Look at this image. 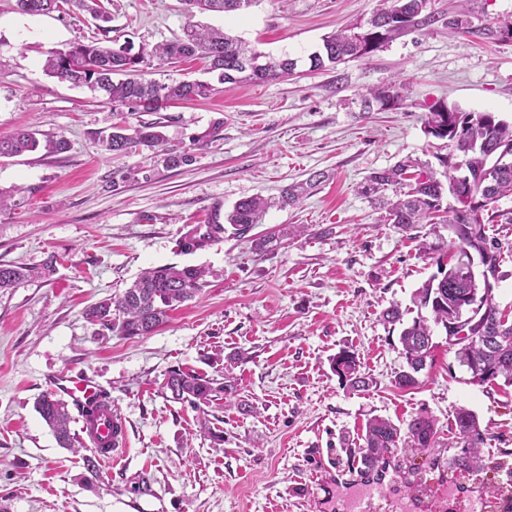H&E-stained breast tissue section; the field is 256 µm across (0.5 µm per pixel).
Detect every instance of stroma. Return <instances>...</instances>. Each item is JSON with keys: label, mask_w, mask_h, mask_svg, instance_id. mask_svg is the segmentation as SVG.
<instances>
[{"label": "stroma", "mask_w": 512, "mask_h": 512, "mask_svg": "<svg viewBox=\"0 0 512 512\" xmlns=\"http://www.w3.org/2000/svg\"><path fill=\"white\" fill-rule=\"evenodd\" d=\"M14 4L0 0V131H37L42 146L0 158L10 206L0 213V263L53 268L0 293V512H345L344 449L358 447L376 416L432 415L443 441L427 453H395L398 475L383 481L395 501L418 483L447 492L458 408L476 414L487 450L512 451V386L471 383L443 329L418 385H393L403 359L382 313L410 306L436 271L429 247L453 232L426 224L405 233L357 192L374 170L446 153L445 141L423 132L435 103L512 123V39L482 32L512 21V0H429L417 26L368 57L318 71L308 55L332 31L365 23L377 0H255L192 19L179 0H106L116 47L172 39L192 20L298 60L277 80L227 83L157 112L48 77V52L99 38L96 22L66 7L31 16ZM461 9L475 33L449 28ZM391 83L406 86L403 102L364 111L368 89ZM154 121L188 163L168 168L162 152L145 147L118 158L102 149L113 126ZM60 137L69 150H48ZM316 171L323 182L297 206L271 207L250 233L181 252L182 233L209 223L215 205L277 198ZM299 224L306 232L288 237ZM485 230L502 246L495 301L512 314V224ZM270 234L281 246L254 251L253 238ZM167 264L214 275L151 335L123 338L86 319L89 306ZM344 348L374 379L370 391L348 390L333 372ZM176 367L234 377L237 393L198 408L173 401L163 385ZM64 373L93 379L126 420V447L95 478L34 408Z\"/></svg>", "instance_id": "obj_1"}]
</instances>
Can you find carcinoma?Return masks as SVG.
<instances>
[{"instance_id": "cac0c4a2", "label": "carcinoma", "mask_w": 512, "mask_h": 512, "mask_svg": "<svg viewBox=\"0 0 512 512\" xmlns=\"http://www.w3.org/2000/svg\"><path fill=\"white\" fill-rule=\"evenodd\" d=\"M78 2L96 20L109 22L110 17L100 0H16L19 11L41 15L60 9V4ZM186 11L229 13L251 6L255 0H180ZM385 6L374 11L363 26L341 29L323 38L322 47L309 58V69L323 70L349 60L364 58L381 48L385 42L415 26L416 18L426 10L428 0H381ZM448 27L461 33L473 34L466 12L458 11L448 17ZM207 60V73L217 82L230 84H260L290 75L297 68L295 58L266 57L267 66L253 69L242 64L245 59L259 56L243 40L207 26L189 24L183 35L173 40L143 46L134 52L121 53L95 40L77 43L65 50H57L46 59L47 75L74 86H86L102 94L106 101L133 104L146 112H154L162 105L206 99L215 87L208 80L158 82L142 78L154 62L180 63L196 57ZM404 85L390 84L369 91L366 102H375L379 109H393L404 99ZM158 122H148L126 133L123 127H114L102 139L105 150L118 156L138 145L161 147L165 137ZM426 136L448 142V153L436 159L443 168L441 176L427 163L407 157L394 165L372 171L358 187V193L385 211V220L403 231L420 224H431L443 211L445 193L452 194L459 207L452 210L446 223L452 226L456 239L448 249L475 251L481 265L491 266L496 275L500 247L485 235L484 225L499 222L496 203L512 196V125L500 120L492 112H467L445 103L432 105L423 118ZM40 144L36 133L17 130L0 134V157H15L33 152ZM466 159L471 173L492 171L491 180L474 178L470 184L460 182L458 156ZM322 174L316 172L304 182L293 183L281 191L278 204L293 206L308 196L321 183ZM271 203L262 196L238 201L232 211L221 216V208L214 210L211 230L197 234L191 230L180 240L181 250L191 253L219 240L226 227L242 236L261 223ZM437 273L432 275L413 294V304L429 311L427 317H417L402 327L398 342L404 365L395 372L394 384L402 389L418 383L417 375L426 368L435 347L433 327H442L448 344L456 347L455 357L471 375V382L492 384L503 379L512 385V320L494 302L493 287L477 266L468 267L461 261L443 263L436 259ZM53 262L42 269L0 264V292L20 287L25 282L48 274ZM212 271L195 265H162L147 269L121 294L100 301L85 311L92 322L123 337L152 334L168 317V313L200 296L208 286ZM476 336H485L489 342L480 343ZM333 370L352 391L365 392L375 381L361 372L357 355L342 350L333 360ZM164 388L176 401L192 405H206L218 393L232 395L236 386L230 378L219 382L194 371L181 368L169 372ZM36 411L53 430L59 443L75 447L76 434L70 430L73 422L68 404L55 393L46 391L35 402ZM455 443L450 454V466L455 472L478 474L492 470L505 475L504 486H512V466L493 456H485L483 448L487 433L479 426L476 415L461 407L454 415ZM438 421L428 414H417L403 423L375 417L365 425L363 444L347 448L348 457L358 461L360 470L376 472L388 462L395 449L424 451L439 444Z\"/></svg>"}]
</instances>
